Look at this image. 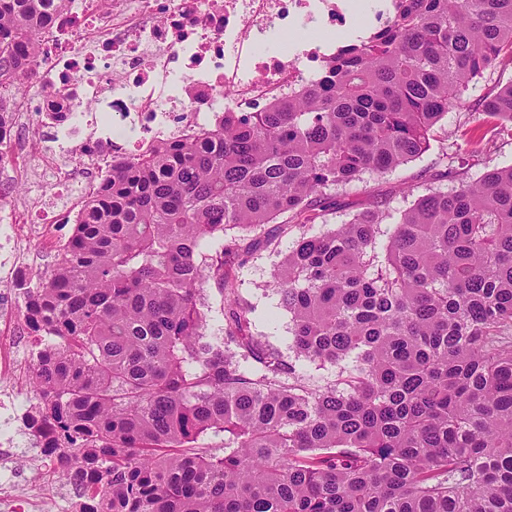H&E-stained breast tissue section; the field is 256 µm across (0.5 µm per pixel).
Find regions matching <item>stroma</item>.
Returning a JSON list of instances; mask_svg holds the SVG:
<instances>
[{
    "mask_svg": "<svg viewBox=\"0 0 512 512\" xmlns=\"http://www.w3.org/2000/svg\"><path fill=\"white\" fill-rule=\"evenodd\" d=\"M511 81V61H503L487 71L470 87L462 106L449 112L426 152L384 175L364 176L362 181L344 189L342 199L348 203V210L315 219L307 226L309 234L319 235L334 229L347 220L349 210L362 204L382 201L391 208L405 209L413 202L412 197L402 192L407 185L421 190L449 191L455 188L456 182L445 178V170L460 171L466 179L475 180L489 168L512 165V126L495 124L481 112L482 101ZM294 242V237L282 238L277 253H261L238 270L242 292L254 306L253 332L282 348L291 339L288 331L291 318L270 287V273Z\"/></svg>",
    "mask_w": 512,
    "mask_h": 512,
    "instance_id": "35a3bbf8",
    "label": "stroma"
}]
</instances>
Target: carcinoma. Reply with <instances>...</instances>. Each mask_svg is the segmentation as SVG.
<instances>
[{
  "instance_id": "cac0c4a2",
  "label": "carcinoma",
  "mask_w": 512,
  "mask_h": 512,
  "mask_svg": "<svg viewBox=\"0 0 512 512\" xmlns=\"http://www.w3.org/2000/svg\"><path fill=\"white\" fill-rule=\"evenodd\" d=\"M67 2L0 0L15 93ZM506 56L512 0H397L297 95L111 161L32 298L31 387L99 512H512V165L303 231L426 152ZM482 112L512 125V83ZM293 230L284 350L236 268Z\"/></svg>"
}]
</instances>
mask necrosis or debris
<instances>
[{"instance_id": "necrosis-or-debris-1", "label": "necrosis or debris", "mask_w": 512, "mask_h": 512, "mask_svg": "<svg viewBox=\"0 0 512 512\" xmlns=\"http://www.w3.org/2000/svg\"><path fill=\"white\" fill-rule=\"evenodd\" d=\"M390 0H71L36 35L49 68L30 83L34 98L11 100L0 146L11 149L0 183L37 180L32 203H0V379L28 367L37 318L31 299L42 279L35 252L60 255L83 203L109 171L97 151L134 155L150 145L195 136L212 112H259L295 95L352 22L386 23ZM313 39L298 37V30ZM96 111H87V104ZM32 458L62 478L53 502L20 487L17 466L0 464V512H94L85 469L62 456L39 397L0 388V449L17 436Z\"/></svg>"}]
</instances>
